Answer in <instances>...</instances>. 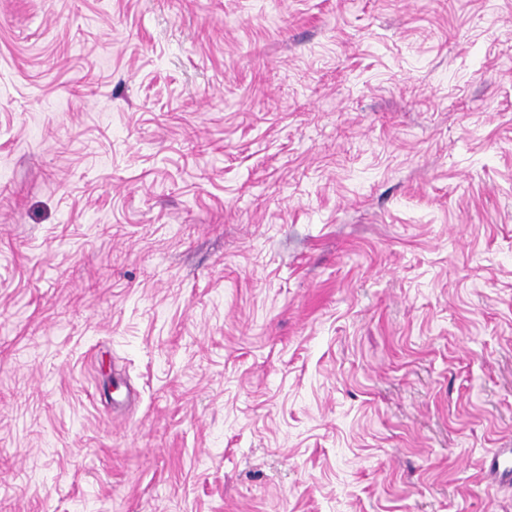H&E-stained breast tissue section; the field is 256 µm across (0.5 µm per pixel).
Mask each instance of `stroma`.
I'll list each match as a JSON object with an SVG mask.
<instances>
[{"mask_svg":"<svg viewBox=\"0 0 512 512\" xmlns=\"http://www.w3.org/2000/svg\"><path fill=\"white\" fill-rule=\"evenodd\" d=\"M512 0H0V512H512ZM511 455L510 460L506 455V451L492 456L484 464L485 474L491 479H512V449H509Z\"/></svg>","mask_w":512,"mask_h":512,"instance_id":"1","label":"stroma"}]
</instances>
